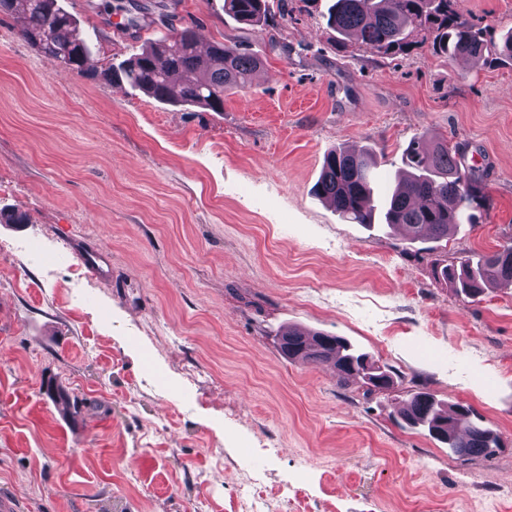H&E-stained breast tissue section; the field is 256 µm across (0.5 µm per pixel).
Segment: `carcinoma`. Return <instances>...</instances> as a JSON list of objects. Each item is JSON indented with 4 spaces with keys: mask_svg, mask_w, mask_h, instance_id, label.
<instances>
[{
    "mask_svg": "<svg viewBox=\"0 0 512 512\" xmlns=\"http://www.w3.org/2000/svg\"><path fill=\"white\" fill-rule=\"evenodd\" d=\"M286 0H224V12L252 29L269 25L275 14L285 15ZM0 13L15 14L20 35L49 62H60L83 74L90 52L80 38L76 21L58 0H0ZM162 30L141 52L110 65L91 78L122 82L161 102L224 110V97L243 89L261 65L258 56L241 43L217 42L206 52L198 49L195 28L177 30L159 19ZM327 25L336 43L354 44L385 58L408 56L430 41L438 58L484 61L494 57L512 62V33L499 42L470 23L458 11L457 0H334ZM424 35L412 41L415 28ZM464 147L429 135L411 140L403 151L405 169L392 192L376 193L373 170L377 160L370 148L337 147L324 157L315 195L350 224L372 225L378 218L392 229H404L412 239L440 240L458 225L472 224L475 210L490 207L486 183L478 170L465 164ZM456 294L476 299L490 285L512 288V238L490 254L466 253L435 271ZM318 332L288 327L279 337V350L303 364L331 363L338 380H357L367 386L359 361L369 355L339 336L329 346L316 343ZM398 418L413 430L434 435L448 427L442 443L460 457H488L502 447L498 432L483 417L461 404H447L426 388L407 394Z\"/></svg>",
    "mask_w": 512,
    "mask_h": 512,
    "instance_id": "carcinoma-1",
    "label": "carcinoma"
}]
</instances>
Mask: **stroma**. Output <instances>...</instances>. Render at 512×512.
<instances>
[{
  "label": "stroma",
  "instance_id": "35a3bbf8",
  "mask_svg": "<svg viewBox=\"0 0 512 512\" xmlns=\"http://www.w3.org/2000/svg\"><path fill=\"white\" fill-rule=\"evenodd\" d=\"M91 70L157 30L131 0H59ZM331 0H288L252 30L224 0H169L202 45L262 58L224 109L162 104L48 62L0 14V494L21 512H512V289L479 300L435 262L512 235V65L339 48ZM512 32V0H458ZM136 26H127L128 18ZM466 146L491 198L448 241L341 221L314 196L325 153L376 148V178L422 134ZM93 249L104 271L88 273ZM297 325L342 336L396 375L389 391L289 362ZM424 387L500 433L454 455L395 419Z\"/></svg>",
  "mask_w": 512,
  "mask_h": 512
}]
</instances>
